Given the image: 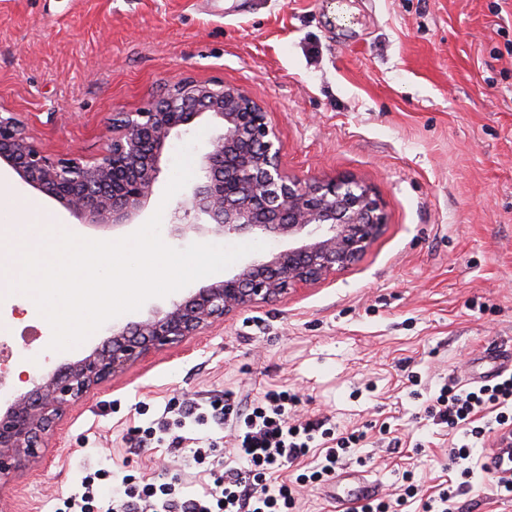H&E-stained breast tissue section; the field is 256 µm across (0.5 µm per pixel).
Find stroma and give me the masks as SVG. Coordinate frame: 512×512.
Wrapping results in <instances>:
<instances>
[{"label": "stroma", "mask_w": 512, "mask_h": 512, "mask_svg": "<svg viewBox=\"0 0 512 512\" xmlns=\"http://www.w3.org/2000/svg\"><path fill=\"white\" fill-rule=\"evenodd\" d=\"M182 78L242 87L277 128L280 161L301 179L348 177L387 218L350 268L287 298L246 307L186 348L149 356L68 410L42 465L7 488L11 512H49L84 470L125 472L190 491L211 483L198 433L217 450L222 425L181 429L141 447L143 430L186 405L253 400L286 389L302 421L366 433L343 469L427 498L461 486V512H512L482 471L448 470L453 437L430 410L440 388L480 384L512 353V0H0V111L16 113L52 154L97 157L112 115L148 107ZM171 139L145 216L163 194ZM87 239L132 234L78 223L63 205L0 175V223L24 206ZM0 380L12 382L52 329L26 295L0 300ZM334 481L298 487L293 512H347Z\"/></svg>", "instance_id": "35a3bbf8"}]
</instances>
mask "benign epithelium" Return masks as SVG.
Listing matches in <instances>:
<instances>
[{
  "instance_id": "obj_1",
  "label": "benign epithelium",
  "mask_w": 512,
  "mask_h": 512,
  "mask_svg": "<svg viewBox=\"0 0 512 512\" xmlns=\"http://www.w3.org/2000/svg\"><path fill=\"white\" fill-rule=\"evenodd\" d=\"M206 118L220 127L174 211L180 237L247 236L267 248L229 274L185 289L138 321L114 323L88 355L41 357L31 387L0 394V512L4 489L40 465L62 416L149 355L189 341L239 310L346 270L382 233L385 216L361 184L302 180L281 166L267 113L239 88L185 78L139 112L112 113V141L92 160L38 148L12 112L0 113V169L62 203L81 224L134 223L153 194L171 137Z\"/></svg>"
}]
</instances>
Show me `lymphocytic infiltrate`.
I'll use <instances>...</instances> for the list:
<instances>
[{
  "label": "lymphocytic infiltrate",
  "instance_id": "f902f5d3",
  "mask_svg": "<svg viewBox=\"0 0 512 512\" xmlns=\"http://www.w3.org/2000/svg\"><path fill=\"white\" fill-rule=\"evenodd\" d=\"M294 401L288 391L270 389L242 409L216 400L204 407H186L182 413L186 423H229L234 428L233 446L225 451L219 473L203 492L137 482L129 475L103 484L97 473L88 471L59 512H291L294 484L332 476L339 461L354 454L362 440L356 433L339 435L335 446L319 448L311 473L297 475L291 485L277 480L282 468L306 456L310 448H318L319 425L295 422ZM436 402L440 423L460 436L448 451L449 465L470 474L474 445L484 442L512 413V374L478 387L443 386Z\"/></svg>",
  "mask_w": 512,
  "mask_h": 512
}]
</instances>
